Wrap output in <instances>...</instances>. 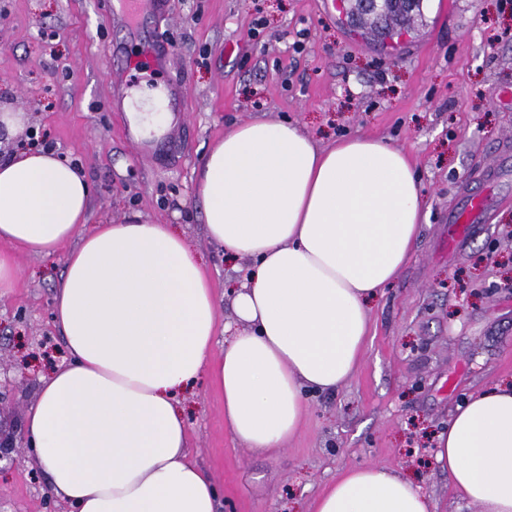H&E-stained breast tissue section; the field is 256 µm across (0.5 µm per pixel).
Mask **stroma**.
<instances>
[{"label": "stroma", "mask_w": 512, "mask_h": 512, "mask_svg": "<svg viewBox=\"0 0 512 512\" xmlns=\"http://www.w3.org/2000/svg\"><path fill=\"white\" fill-rule=\"evenodd\" d=\"M145 24L170 61L134 86L164 84L183 99L173 148L141 155L126 135L124 66L109 53L126 33L112 0H0V113H23L11 147L51 141L92 189L88 221L138 217L173 224L195 245L218 318L234 324L229 287L241 274L204 236L195 171L226 129L288 121L320 144L374 135L412 158L429 210L415 254L371 307L351 380L307 395L297 434L276 456L224 426V398L202 378L180 398L192 458L214 481L217 512H310L350 468L376 464L412 479L450 512L438 430L458 404L512 378V179L487 223L460 234L448 210L483 169L512 164V0H424L425 24L400 48L351 37L333 0H165ZM262 19L258 37L248 34ZM19 280L0 298V512H67L23 434L39 377L63 358L52 322L62 258L16 253Z\"/></svg>", "instance_id": "35a3bbf8"}]
</instances>
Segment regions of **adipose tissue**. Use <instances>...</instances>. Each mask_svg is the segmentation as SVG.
Instances as JSON below:
<instances>
[{
  "instance_id": "1",
  "label": "adipose tissue",
  "mask_w": 512,
  "mask_h": 512,
  "mask_svg": "<svg viewBox=\"0 0 512 512\" xmlns=\"http://www.w3.org/2000/svg\"><path fill=\"white\" fill-rule=\"evenodd\" d=\"M144 134L167 123L161 91L136 93ZM204 234L248 261L232 301L242 324L218 361L211 282L173 225H87L91 186L65 158L0 160V297L13 255L64 258L53 323L67 359L40 377L24 433L72 512H216L217 490L186 453L179 397L212 373L224 425L270 455L299 430L306 391L353 376L369 309L412 258L428 207L409 154L358 135L321 146L287 122L227 129L196 171ZM457 501L512 512V382L457 407L435 443ZM312 512H439L413 481L351 468Z\"/></svg>"
}]
</instances>
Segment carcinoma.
Here are the masks:
<instances>
[{"instance_id": "carcinoma-1", "label": "carcinoma", "mask_w": 512, "mask_h": 512, "mask_svg": "<svg viewBox=\"0 0 512 512\" xmlns=\"http://www.w3.org/2000/svg\"><path fill=\"white\" fill-rule=\"evenodd\" d=\"M347 21L360 29L363 37L385 41L411 30L423 17L422 0H413L403 10H395L387 0H378L371 9L362 6L363 0H341Z\"/></svg>"}]
</instances>
